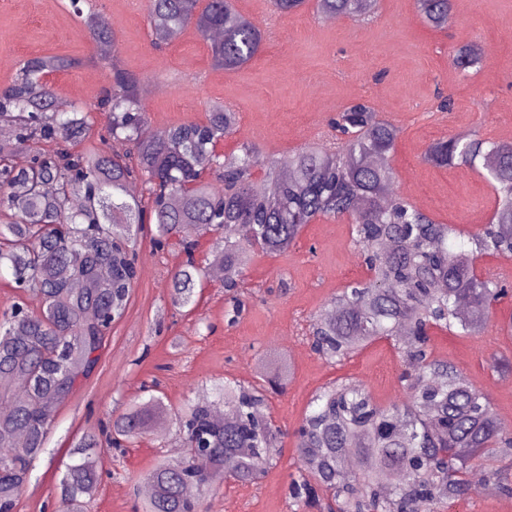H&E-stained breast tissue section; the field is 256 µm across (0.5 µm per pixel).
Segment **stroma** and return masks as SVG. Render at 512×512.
I'll return each instance as SVG.
<instances>
[{
	"label": "stroma",
	"mask_w": 512,
	"mask_h": 512,
	"mask_svg": "<svg viewBox=\"0 0 512 512\" xmlns=\"http://www.w3.org/2000/svg\"><path fill=\"white\" fill-rule=\"evenodd\" d=\"M241 13L264 31L261 53L244 69H214L194 29L155 45L146 0H98L99 15L117 36L119 63L150 85L143 103L151 129L204 121L209 104L234 108L240 121L219 149L231 154L243 143L267 155L331 144L330 117L366 100L379 118L399 130L392 166L395 191L437 221L473 231L491 218L493 190L478 171L425 162L428 145L455 133L478 132L512 141V0H453L448 25L434 29L418 15L415 0H379L372 19L340 17L329 22L307 0L282 15L270 0H237ZM483 51L479 65L453 66L463 46ZM66 55L71 68L52 74L62 105L91 106L108 83L97 45L81 31L69 0H0V88L16 77L22 61ZM454 102L452 112L440 97ZM138 274L126 312L106 336L100 359L58 409L16 512H55L58 476L73 441L99 432L113 415L156 385L165 403L179 409L210 399L215 385L231 378L258 379L264 369L287 364L281 392L269 412L283 431L280 458L256 484L203 492V512H302L288 496L296 471V435L312 395L340 379L361 381L381 404L403 400V362L384 341L338 364L311 349L310 325L331 298L353 280L366 278L363 253L347 220L320 218L287 252L250 265L241 293L246 308L236 323L226 316L223 282L205 279L194 305L177 309L171 276L184 259L176 245L157 249L150 232L140 234ZM512 317V294L495 303L478 336L434 333L437 357L448 359L488 393L503 426L512 431V372L497 373L492 356L512 359V337L499 326ZM186 451L172 421L115 448L101 442L94 458L101 474L88 512H134L144 476L157 458L180 459Z\"/></svg>",
	"instance_id": "1"
}]
</instances>
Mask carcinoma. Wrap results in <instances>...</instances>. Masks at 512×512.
<instances>
[{"label": "carcinoma", "instance_id": "obj_1", "mask_svg": "<svg viewBox=\"0 0 512 512\" xmlns=\"http://www.w3.org/2000/svg\"><path fill=\"white\" fill-rule=\"evenodd\" d=\"M237 0H148L156 43L163 34L192 27L207 42L212 66L235 73L261 51L264 35L240 13ZM87 4L83 9L81 4ZM377 0H316L324 15L367 19ZM74 15L96 44H116L97 23L90 0H70ZM430 26L448 25L451 0H416ZM481 48L459 50L453 64L464 70L481 60ZM109 84L93 105L60 108L47 76L72 65L63 55L23 61L14 81L0 90V268L15 288L40 300L34 314L18 304L0 317V512H14L34 462L45 451L59 406L99 361L103 340L126 310L136 279L135 245L142 224L155 226L154 243L175 239L187 261L171 278V303L195 302L205 267L192 253L205 236L216 239L209 264L224 266L230 321L240 315L239 288L258 254L290 248L319 218H344L365 263L374 269L331 299L312 327L313 351L339 363L378 340L401 355L405 398L382 405L358 382L338 381L319 390L296 430L298 475L289 486L297 506L317 512H445L468 494L479 466L512 497V478L498 467L512 459V432L495 414L487 394L457 367L433 355V330L459 336L482 332L493 303L508 295L501 277L476 276L473 261L512 255V142L458 133L432 143L425 160L437 167L484 170L496 204L490 223L457 249L448 240L453 224H440L394 192L390 157L399 131L377 117L366 101L328 121L339 145L302 147L283 157L266 156L243 143L226 156L218 151L238 114L218 103L206 121L187 120L155 138L139 98L142 79L107 60ZM104 116L124 154L84 142L90 113ZM56 143L30 164H10L28 142ZM263 171L264 190L253 191ZM214 174L221 188L205 175ZM141 183L147 197H131ZM276 376L252 383L228 380L218 399L193 402L174 414L184 447L205 437L207 455L160 457L146 475L153 487L141 512H201L200 492L235 473L256 484L276 461L282 429L270 418L264 395ZM163 397L134 403L112 420L110 440L134 439L167 417ZM99 440L81 437L59 480L64 512H87L100 475L92 461Z\"/></svg>", "mask_w": 512, "mask_h": 512}]
</instances>
